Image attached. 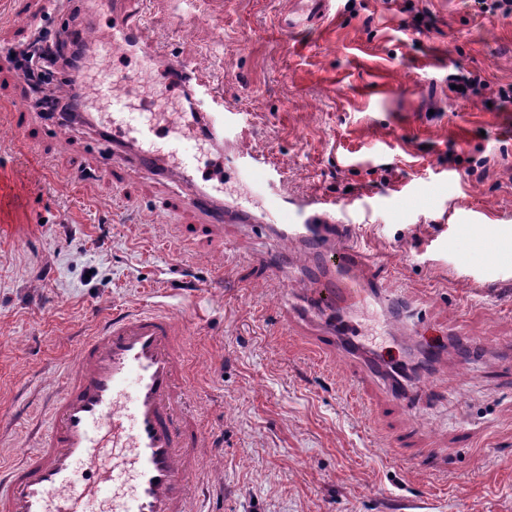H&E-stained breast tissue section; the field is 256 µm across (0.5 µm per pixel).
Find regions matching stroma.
I'll return each instance as SVG.
<instances>
[{"mask_svg": "<svg viewBox=\"0 0 512 512\" xmlns=\"http://www.w3.org/2000/svg\"><path fill=\"white\" fill-rule=\"evenodd\" d=\"M410 2L328 0L287 30L289 0H149L143 32L223 93L226 133L283 192L335 202L402 296L336 313L401 364L399 403L308 343L310 267L274 244L256 177L183 142L197 184L224 186L228 219L208 230L181 187L104 171L92 132L55 135L0 59V108L26 119L0 138V460L33 448L103 314L160 307L184 328L208 512H512V102L448 93L459 69L512 84V15ZM415 15L424 34L404 27ZM91 22L74 0H0V50Z\"/></svg>", "mask_w": 512, "mask_h": 512, "instance_id": "35a3bbf8", "label": "stroma"}]
</instances>
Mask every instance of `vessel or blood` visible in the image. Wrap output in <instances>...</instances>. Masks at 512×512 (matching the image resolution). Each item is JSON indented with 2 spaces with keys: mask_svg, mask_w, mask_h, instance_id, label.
Instances as JSON below:
<instances>
[{
  "mask_svg": "<svg viewBox=\"0 0 512 512\" xmlns=\"http://www.w3.org/2000/svg\"><path fill=\"white\" fill-rule=\"evenodd\" d=\"M93 14L109 18L107 40L113 46L131 48L145 65L164 64L171 81L190 97L192 109L174 123L164 102L155 100L154 120L134 122L126 117V93L107 85L105 114L64 113L59 126L76 120L91 127L115 167L180 181L186 187L185 205L203 214L210 226L222 225L224 207L197 186L192 161L175 148L164 158L153 148L156 138L175 144L191 128L205 130L214 146H223L224 115L205 104L207 85L200 73L164 58L156 45L143 40L145 14L133 0H95ZM221 159L259 175L276 214L306 216V223L288 230L322 257L321 283L311 292L319 314L376 292L372 259L349 226L336 222L333 203L288 198L258 153L236 149ZM181 334L178 321L160 310L104 318L77 349L49 430L22 459L0 463V512H201L198 489L190 481L200 473L202 435L195 415L180 410V382L187 373Z\"/></svg>",
  "mask_w": 512,
  "mask_h": 512,
  "instance_id": "b4317fda",
  "label": "vessel or blood"
}]
</instances>
